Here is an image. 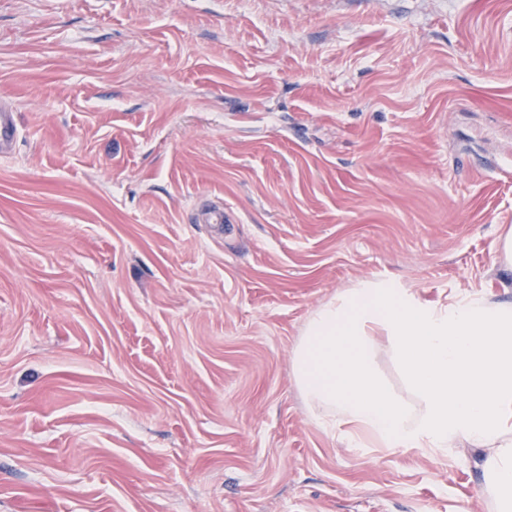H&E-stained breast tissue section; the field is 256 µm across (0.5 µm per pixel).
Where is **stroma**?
<instances>
[{"instance_id": "obj_1", "label": "stroma", "mask_w": 512, "mask_h": 512, "mask_svg": "<svg viewBox=\"0 0 512 512\" xmlns=\"http://www.w3.org/2000/svg\"><path fill=\"white\" fill-rule=\"evenodd\" d=\"M1 97L0 512H495L292 353L361 280L512 302V0H0ZM15 112L11 104L0 101V154L10 152L18 140L19 129Z\"/></svg>"}]
</instances>
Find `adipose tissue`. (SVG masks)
I'll return each mask as SVG.
<instances>
[{
	"instance_id": "1",
	"label": "adipose tissue",
	"mask_w": 512,
	"mask_h": 512,
	"mask_svg": "<svg viewBox=\"0 0 512 512\" xmlns=\"http://www.w3.org/2000/svg\"><path fill=\"white\" fill-rule=\"evenodd\" d=\"M381 345L404 393L376 367ZM292 364L306 402L351 441L478 450L496 512H512V304L486 294L426 304L394 281H361L312 314Z\"/></svg>"
}]
</instances>
